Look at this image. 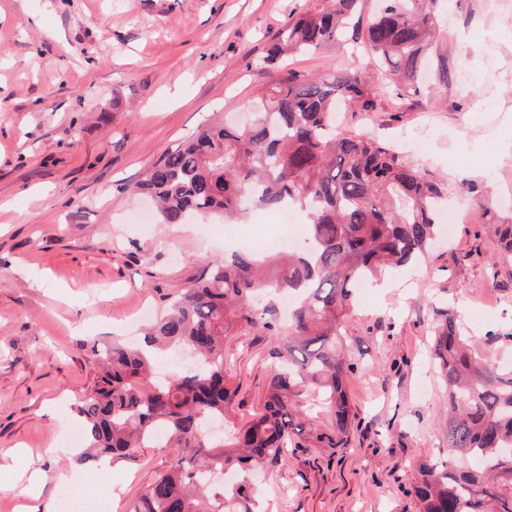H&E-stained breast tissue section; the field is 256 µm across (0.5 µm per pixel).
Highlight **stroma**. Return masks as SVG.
I'll list each match as a JSON object with an SVG mask.
<instances>
[{"label":"stroma","mask_w":512,"mask_h":512,"mask_svg":"<svg viewBox=\"0 0 512 512\" xmlns=\"http://www.w3.org/2000/svg\"><path fill=\"white\" fill-rule=\"evenodd\" d=\"M310 2L0 0V456L27 452L0 478L5 507L18 508L38 470L47 475L39 501L53 512L54 475L75 463L61 440L81 424L78 408L100 376L94 346L140 336L142 307L159 310L200 276L204 257L236 248L207 217L142 228L135 215L153 207L123 185L204 124L244 111L262 84L254 61ZM444 42L471 95L452 82L356 121L395 143L426 128L408 157L445 178L464 211L426 262L357 298L347 346L360 366L346 390L359 425L349 447L299 451L267 471L268 512H418L417 467L448 446L446 388L428 355L437 309L453 306L480 342L512 330V262L487 277L498 242L469 190L512 201V16L496 0H449ZM289 64L368 68L345 46ZM276 345L260 330L225 339V376L237 389L225 430L259 412ZM60 405L63 423L50 415ZM176 459L175 449L145 445L117 460L111 485L87 481L81 493L115 491L108 512H132Z\"/></svg>","instance_id":"1"}]
</instances>
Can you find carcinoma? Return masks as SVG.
Segmentation results:
<instances>
[{
  "label": "carcinoma",
  "mask_w": 512,
  "mask_h": 512,
  "mask_svg": "<svg viewBox=\"0 0 512 512\" xmlns=\"http://www.w3.org/2000/svg\"><path fill=\"white\" fill-rule=\"evenodd\" d=\"M438 0H327L289 18L256 67L269 78L251 101L246 128L214 123L164 153L130 191L158 203L162 223L196 216L224 220L248 203L267 210L294 206L307 215L304 235L288 253H234L204 263L194 285L168 301L132 347L114 338L94 349L102 361L97 388L79 409L85 422L80 461L132 456L163 436L178 452L133 512H254L260 471L288 451L345 448L356 428L344 376L357 370L343 341L356 291L387 273L425 260L440 228L448 185L421 171L390 141L336 123V105L376 112L398 107L431 80L446 85L448 54L437 32ZM358 48L374 75L283 68L291 52L331 44ZM482 223L494 226L500 258L512 260V219L478 196ZM295 297L281 323L274 297ZM433 361L448 383V452L420 464L411 493L422 512H512V368L492 345L512 332L471 345L460 316L440 312ZM263 330L283 342L263 412L224 437L236 394L224 380V339ZM194 351L191 364L165 375L161 361Z\"/></svg>",
  "instance_id": "obj_1"
}]
</instances>
